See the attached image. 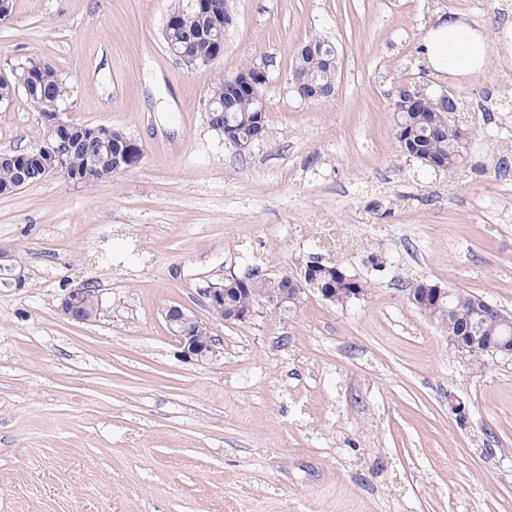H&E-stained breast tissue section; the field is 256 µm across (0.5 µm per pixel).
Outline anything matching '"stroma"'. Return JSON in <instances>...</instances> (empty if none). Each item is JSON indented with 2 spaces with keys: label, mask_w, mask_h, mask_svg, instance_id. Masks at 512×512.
Here are the masks:
<instances>
[{
  "label": "stroma",
  "mask_w": 512,
  "mask_h": 512,
  "mask_svg": "<svg viewBox=\"0 0 512 512\" xmlns=\"http://www.w3.org/2000/svg\"><path fill=\"white\" fill-rule=\"evenodd\" d=\"M171 0H12L0 76L38 56L62 73L67 120L143 150L134 168L0 195V247L29 280L0 288V512H512V359L458 352L409 300L424 278L512 314V0H229L224 54L189 69L162 39ZM485 27L483 73L419 65L430 23ZM339 54L336 93L297 97V53ZM267 63L268 132L246 151L208 127L218 78ZM453 93L473 131L456 176L402 154V86ZM44 124L0 104V152ZM367 284L347 305L217 319L203 288L311 258ZM96 282L101 310L61 315ZM179 306L219 341L180 359ZM466 407L448 409L449 396ZM81 129L82 138L86 142H94L99 140H107L112 142H118L122 140L127 145V141L130 140L123 133L112 129L111 126L100 125L97 127H86L85 125L79 126Z\"/></svg>",
  "instance_id": "35a3bbf8"
}]
</instances>
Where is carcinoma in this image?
I'll use <instances>...</instances> for the list:
<instances>
[{"label": "carcinoma", "instance_id": "1", "mask_svg": "<svg viewBox=\"0 0 512 512\" xmlns=\"http://www.w3.org/2000/svg\"><path fill=\"white\" fill-rule=\"evenodd\" d=\"M178 25L169 29L166 37L181 42L199 55H206L211 49V40L220 36L222 19L201 13L194 0H178L169 12ZM64 79L48 61L29 57L12 68V79L0 81V98L10 99L15 90L21 89L31 106L44 114L58 109L60 91ZM210 101L211 111L207 113L208 127L224 138V127L232 126L239 138H250L254 130L267 127L266 115L258 111V105L246 95H228L224 83H214ZM427 107L418 112L396 113V140L400 151L422 164L433 161L438 168L453 175L459 166L457 153L463 141L457 133L460 120L456 112L436 110L438 98L427 94ZM115 151L93 143H85L72 149L65 156L67 168L83 177V183L90 184L106 179L112 173ZM41 166V156L29 150L20 153L0 154V188L13 191L35 180V173ZM250 278L245 284L227 280L224 282V305L229 308H255L266 295L288 287L283 281L268 280V274L257 264L247 267ZM343 268L333 263H319L314 268V288L319 291L331 290L340 297L346 292L362 293L366 285L341 275ZM479 297L458 291L451 292L448 299L437 309L435 321L444 325L448 335L454 337L462 352L473 349V341L488 340L492 337L509 336L512 328L491 318H485L475 308Z\"/></svg>", "mask_w": 512, "mask_h": 512}]
</instances>
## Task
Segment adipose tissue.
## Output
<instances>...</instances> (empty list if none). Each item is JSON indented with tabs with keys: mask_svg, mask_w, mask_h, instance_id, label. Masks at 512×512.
<instances>
[{
	"mask_svg": "<svg viewBox=\"0 0 512 512\" xmlns=\"http://www.w3.org/2000/svg\"><path fill=\"white\" fill-rule=\"evenodd\" d=\"M420 58L439 82L470 77L487 64L486 36L482 29L450 14L427 29Z\"/></svg>",
	"mask_w": 512,
	"mask_h": 512,
	"instance_id": "1",
	"label": "adipose tissue"
}]
</instances>
